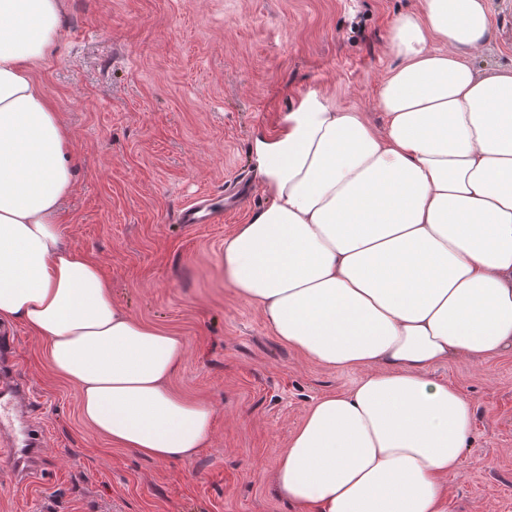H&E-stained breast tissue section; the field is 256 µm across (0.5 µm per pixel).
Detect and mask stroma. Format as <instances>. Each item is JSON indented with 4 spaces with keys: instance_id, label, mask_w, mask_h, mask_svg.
<instances>
[{
    "instance_id": "stroma-1",
    "label": "stroma",
    "mask_w": 512,
    "mask_h": 512,
    "mask_svg": "<svg viewBox=\"0 0 512 512\" xmlns=\"http://www.w3.org/2000/svg\"><path fill=\"white\" fill-rule=\"evenodd\" d=\"M420 0H62L61 44L37 76L73 135L68 243L101 266L112 299L182 336L171 387L209 403L212 437L188 462L153 461L87 425L78 391L45 348L11 325L20 376L44 431L41 472L24 485L0 449V512H295L269 476L309 405L360 377L280 342L223 282L224 239L268 205L253 191L220 224H180L200 195L254 182L258 131L317 93L382 125L396 64L393 20ZM492 37L477 67H512V13L488 0ZM431 376L469 401L472 427L446 481L447 512H512V355L454 360Z\"/></svg>"
}]
</instances>
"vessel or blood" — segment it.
<instances>
[{"label": "vessel or blood", "instance_id": "1", "mask_svg": "<svg viewBox=\"0 0 512 512\" xmlns=\"http://www.w3.org/2000/svg\"><path fill=\"white\" fill-rule=\"evenodd\" d=\"M0 404L10 410L0 416V438L10 439L17 482L33 478L41 464L42 430L30 418L29 390L12 371H0Z\"/></svg>", "mask_w": 512, "mask_h": 512}]
</instances>
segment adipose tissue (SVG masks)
Segmentation results:
<instances>
[{
	"label": "adipose tissue",
	"instance_id": "ef3b65f1",
	"mask_svg": "<svg viewBox=\"0 0 512 512\" xmlns=\"http://www.w3.org/2000/svg\"><path fill=\"white\" fill-rule=\"evenodd\" d=\"M60 14L0 0V322L45 342L98 434L189 461L214 409L169 386L183 339L117 306L61 229L73 138L36 77ZM490 36L487 0H420L391 25L383 126L313 93L254 139L269 203L225 238L224 277L283 343L362 372L270 475L299 512H447L471 409L430 372L512 353V69L472 63Z\"/></svg>",
	"mask_w": 512,
	"mask_h": 512
}]
</instances>
